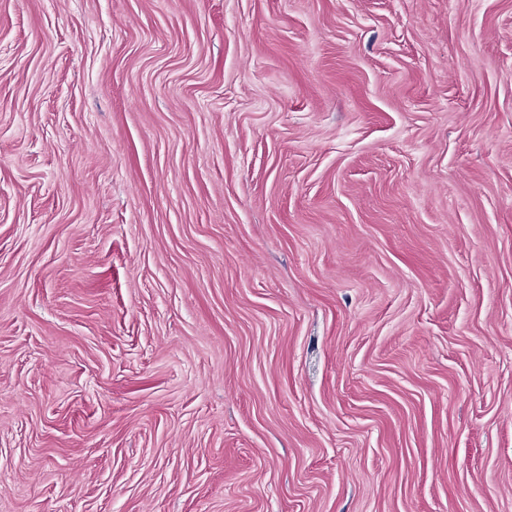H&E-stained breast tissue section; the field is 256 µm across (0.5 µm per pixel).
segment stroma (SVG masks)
<instances>
[{"instance_id": "stroma-1", "label": "stroma", "mask_w": 512, "mask_h": 512, "mask_svg": "<svg viewBox=\"0 0 512 512\" xmlns=\"http://www.w3.org/2000/svg\"><path fill=\"white\" fill-rule=\"evenodd\" d=\"M0 512H512V0H0Z\"/></svg>"}]
</instances>
